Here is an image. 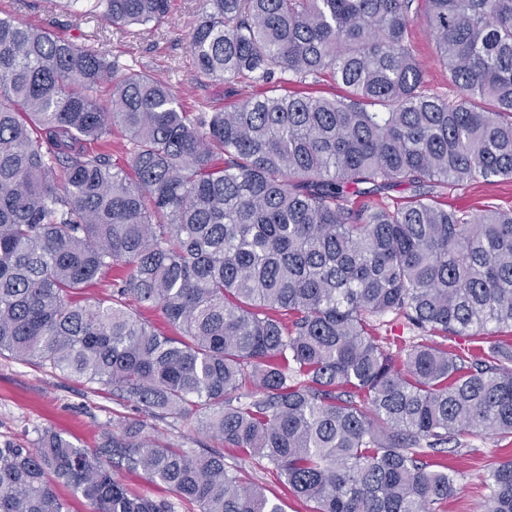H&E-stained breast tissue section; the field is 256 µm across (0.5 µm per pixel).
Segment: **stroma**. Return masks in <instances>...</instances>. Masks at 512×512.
Returning a JSON list of instances; mask_svg holds the SVG:
<instances>
[{"instance_id": "obj_1", "label": "stroma", "mask_w": 512, "mask_h": 512, "mask_svg": "<svg viewBox=\"0 0 512 512\" xmlns=\"http://www.w3.org/2000/svg\"><path fill=\"white\" fill-rule=\"evenodd\" d=\"M90 7L89 0H81L70 10L60 8L58 0H0V17L38 25L86 49L106 53L134 70L163 78L175 87L184 110L194 115L233 107L261 90L257 84L239 83L231 87L197 75L187 35L201 18L202 0H171L164 23L147 30L113 27L93 16ZM409 38L434 89L452 95L424 16L413 18ZM434 196L438 204L452 210L477 212L492 207L512 211V178L492 184L439 187ZM133 414L131 405L111 399L82 379L0 356V440L29 444L48 429L62 433L80 447L92 449L106 424ZM508 454L512 455V446H504L495 435H464L460 447L448 456L458 491L449 499L444 512H478L486 494L483 478L487 468ZM224 464L241 471L245 480L262 486L269 496L279 498L285 512H308L306 504L275 473L263 469L237 449L225 448Z\"/></svg>"}]
</instances>
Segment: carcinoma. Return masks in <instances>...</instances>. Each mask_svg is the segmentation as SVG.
Returning <instances> with one entry per match:
<instances>
[{
	"label": "carcinoma",
	"mask_w": 512,
	"mask_h": 512,
	"mask_svg": "<svg viewBox=\"0 0 512 512\" xmlns=\"http://www.w3.org/2000/svg\"><path fill=\"white\" fill-rule=\"evenodd\" d=\"M170 2L95 7L112 26L155 27ZM203 2L188 38L199 75L329 74L347 94L274 87L192 117L164 80L0 17V355L137 413L93 450L50 430L1 441L0 512H68L55 481L89 512H172L130 494L122 469L197 512H284L224 449L156 438L169 419L275 470L310 512H441L456 489L447 446L512 437V345H445L512 328V212L430 198L512 177V0ZM420 10L451 98L408 40ZM116 125L124 167L87 150ZM400 185L406 206L364 201ZM114 267L126 276L108 298H77ZM389 314L427 338L402 359L373 334ZM484 486V512H512V459Z\"/></svg>",
	"instance_id": "cac0c4a2"
}]
</instances>
